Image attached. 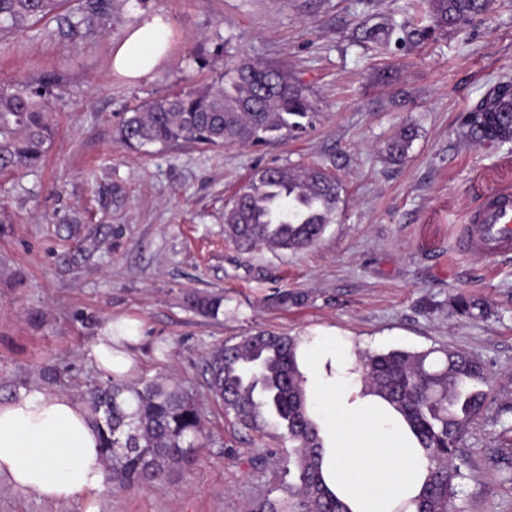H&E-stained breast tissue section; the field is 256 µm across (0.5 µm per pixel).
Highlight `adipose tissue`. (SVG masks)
<instances>
[{
  "label": "adipose tissue",
  "mask_w": 512,
  "mask_h": 512,
  "mask_svg": "<svg viewBox=\"0 0 512 512\" xmlns=\"http://www.w3.org/2000/svg\"><path fill=\"white\" fill-rule=\"evenodd\" d=\"M170 22L161 15L130 28L115 45L111 66L138 80L166 56ZM138 334L107 323L94 347L99 369L127 377L128 346ZM298 368L323 441L320 470L349 512H395L418 496L429 463L405 421L367 392L351 343L333 333L303 337ZM0 475L21 491L49 500H94L107 482L99 433L84 403L67 392L39 388L0 404Z\"/></svg>",
  "instance_id": "adipose-tissue-1"
}]
</instances>
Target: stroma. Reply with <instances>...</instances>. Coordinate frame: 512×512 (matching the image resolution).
Instances as JSON below:
<instances>
[{"label": "stroma", "instance_id": "stroma-1", "mask_svg": "<svg viewBox=\"0 0 512 512\" xmlns=\"http://www.w3.org/2000/svg\"><path fill=\"white\" fill-rule=\"evenodd\" d=\"M107 35L81 39L54 18L0 43V84L49 71L54 135L43 166L0 176V402L40 386L82 396L104 382L92 346L108 321L139 322L136 378H175L199 403L211 436L163 488L105 485L97 512H251L272 486L267 448L287 445L238 426L208 389L206 359L257 329L329 330L356 353L450 346L478 358L491 400L457 464L454 512H512V257L465 250L469 216L494 190L512 191V142L476 145L461 115L512 79V0L418 47L382 51L358 40L378 13L403 19L409 0H116ZM160 14L169 50L149 76L111 68L126 31ZM285 65L322 112L305 137L261 148L182 144L150 154L116 129L153 98L208 82L226 52ZM419 135L405 160L385 144ZM327 168L342 203L321 242L299 252L241 250L224 208L256 169ZM307 301L283 309L277 291ZM220 294L206 317L188 294ZM488 316L457 315V296ZM57 373L49 382L47 373ZM0 476V512H86ZM417 136L418 128L414 125L400 129L387 143L386 151L389 158L394 161L405 158Z\"/></svg>", "mask_w": 512, "mask_h": 512}]
</instances>
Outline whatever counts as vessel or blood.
I'll return each instance as SVG.
<instances>
[{"mask_svg":"<svg viewBox=\"0 0 512 512\" xmlns=\"http://www.w3.org/2000/svg\"><path fill=\"white\" fill-rule=\"evenodd\" d=\"M463 245L493 258L512 255V193L491 194L464 228Z\"/></svg>","mask_w":512,"mask_h":512,"instance_id":"1","label":"vessel or blood"}]
</instances>
